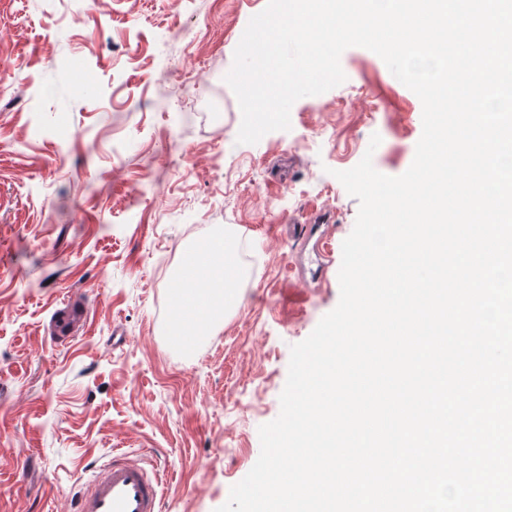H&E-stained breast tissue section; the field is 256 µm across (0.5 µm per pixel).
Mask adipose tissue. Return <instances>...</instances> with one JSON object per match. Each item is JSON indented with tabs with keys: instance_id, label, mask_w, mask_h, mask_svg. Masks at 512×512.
I'll return each instance as SVG.
<instances>
[{
	"instance_id": "obj_1",
	"label": "adipose tissue",
	"mask_w": 512,
	"mask_h": 512,
	"mask_svg": "<svg viewBox=\"0 0 512 512\" xmlns=\"http://www.w3.org/2000/svg\"><path fill=\"white\" fill-rule=\"evenodd\" d=\"M240 270L232 236L210 238L193 246L177 280L172 326L176 335L192 341L212 319L241 301Z\"/></svg>"
}]
</instances>
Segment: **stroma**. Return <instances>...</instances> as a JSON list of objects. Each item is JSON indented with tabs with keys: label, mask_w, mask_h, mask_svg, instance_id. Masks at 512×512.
<instances>
[{
	"label": "stroma",
	"mask_w": 512,
	"mask_h": 512,
	"mask_svg": "<svg viewBox=\"0 0 512 512\" xmlns=\"http://www.w3.org/2000/svg\"><path fill=\"white\" fill-rule=\"evenodd\" d=\"M267 0H0V512H70L112 449L167 470L163 512H215L280 413L290 347L339 302L359 203L334 173L372 152L398 176L422 104L363 47L346 80L297 100L255 144L225 76ZM380 135L370 149L372 135ZM322 281L296 266L311 221ZM238 241L240 307L191 348L173 340L176 276L202 238ZM83 335L46 338L64 298Z\"/></svg>",
	"instance_id": "obj_1"
}]
</instances>
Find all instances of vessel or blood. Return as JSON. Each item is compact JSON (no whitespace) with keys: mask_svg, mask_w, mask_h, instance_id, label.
Masks as SVG:
<instances>
[{"mask_svg":"<svg viewBox=\"0 0 512 512\" xmlns=\"http://www.w3.org/2000/svg\"><path fill=\"white\" fill-rule=\"evenodd\" d=\"M87 324V312L71 311L50 339L56 343L84 334ZM69 496L72 512H162L160 470L148 455L116 449Z\"/></svg>","mask_w":512,"mask_h":512,"instance_id":"b4317fda","label":"vessel or blood"}]
</instances>
